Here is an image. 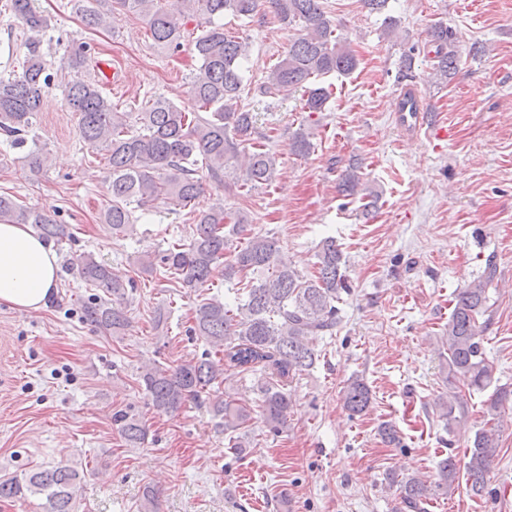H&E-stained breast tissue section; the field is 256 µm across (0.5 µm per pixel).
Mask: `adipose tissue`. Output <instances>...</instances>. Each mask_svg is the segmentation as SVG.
Listing matches in <instances>:
<instances>
[{"label":"adipose tissue","mask_w":512,"mask_h":512,"mask_svg":"<svg viewBox=\"0 0 512 512\" xmlns=\"http://www.w3.org/2000/svg\"><path fill=\"white\" fill-rule=\"evenodd\" d=\"M53 244L27 224H0V303L25 313L44 308L57 285Z\"/></svg>","instance_id":"ef3b65f1"}]
</instances>
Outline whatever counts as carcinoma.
<instances>
[{
  "mask_svg": "<svg viewBox=\"0 0 512 512\" xmlns=\"http://www.w3.org/2000/svg\"><path fill=\"white\" fill-rule=\"evenodd\" d=\"M157 2L110 0L107 13L96 7L84 9V21L95 27L106 24L110 13L117 10L137 13L145 19L155 44L176 50L184 37L181 18L189 14L204 19L206 29L194 41L200 66L189 86L191 107H181L167 98H151L137 113L139 125H131L128 113L117 111L96 83L84 79L69 84L67 102L79 116L81 138L107 152L112 200L103 220L113 236L124 237L132 228V205L145 211L161 201L189 208V240L173 243L158 254L139 255L140 269L152 272L158 262L182 287L196 289L204 287L213 267L222 263L224 281L242 286L233 306L214 297L203 298L195 306L191 332L214 352L174 368L144 365L138 381L159 414L172 415L190 402H206L213 416L224 423L227 448L242 456L251 445L252 409L224 397L220 390L224 371L267 372L284 380L312 368L317 359L314 341L336 329L340 322L336 303L348 292V285L342 271L343 251L335 238L320 243L314 272L306 277L283 259L274 238L254 230L247 214L228 213L222 205H200L204 194L200 170L247 197L256 186L273 181L277 165V156L265 143L267 136L256 126V113L241 107L249 43L224 29L222 20L227 15L251 19L263 9L288 28L301 25L260 90L271 96L301 90L304 110L311 114L325 111L330 98L329 88L316 80L333 73L347 76L356 70L359 60L336 35L322 0H176L167 9ZM11 5L14 15L34 34L26 44L22 72L0 79V135L10 146L21 148L50 82L39 39L48 20L34 9L32 0H12ZM427 45L433 53L431 79L438 84L450 82L459 64L455 33L437 22L428 31ZM312 148L309 134L302 130L293 134L289 143L293 155L306 157ZM338 191L360 203L365 212L373 207V192L358 166L342 171ZM0 223L28 224L42 238L58 243L73 239L69 225L57 223L45 210L22 205L10 195L0 194ZM72 265L85 285L96 289L82 307V320L105 334L120 335L129 325L125 300L134 281L90 252L73 256ZM495 276L496 265L488 259L480 276L456 290L446 345L448 374L457 386L437 401L439 418L447 427L457 420L455 411L463 409L466 393L483 391L494 380L483 333L490 321L488 288ZM260 392V417L268 431L277 435L288 426L292 398L286 384L271 379L261 383ZM342 399L351 414L360 415L371 406L372 392L364 379L353 377L343 387ZM508 401H512V390L495 388L486 403L494 424L475 432L464 467L458 466L450 451L438 464L439 479L434 484L414 477L401 482L403 512H427V502L448 493L462 469L472 495L482 496L485 474L500 448L495 421ZM113 421L131 445L145 442L147 429L136 416L121 412ZM78 479L79 471L66 461L32 468L0 479V499L39 496L42 512H76Z\"/></svg>",
  "mask_w": 512,
  "mask_h": 512,
  "instance_id": "1",
  "label": "carcinoma"
}]
</instances>
